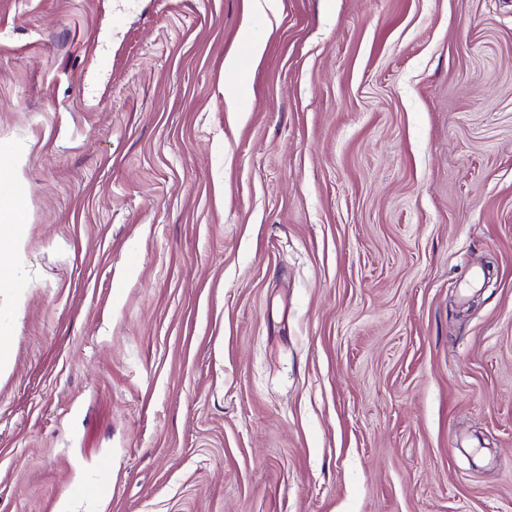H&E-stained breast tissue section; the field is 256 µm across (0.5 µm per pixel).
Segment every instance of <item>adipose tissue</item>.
<instances>
[{
    "label": "adipose tissue",
    "mask_w": 512,
    "mask_h": 512,
    "mask_svg": "<svg viewBox=\"0 0 512 512\" xmlns=\"http://www.w3.org/2000/svg\"><path fill=\"white\" fill-rule=\"evenodd\" d=\"M21 175L13 156L0 153V243H7L6 251H0V269H11L12 287H19L22 279L16 273L20 255L27 238V229L22 222L23 193Z\"/></svg>",
    "instance_id": "obj_1"
}]
</instances>
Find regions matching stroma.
Returning <instances> with one entry per match:
<instances>
[{
    "label": "stroma",
    "instance_id": "35a3bbf8",
    "mask_svg": "<svg viewBox=\"0 0 512 512\" xmlns=\"http://www.w3.org/2000/svg\"><path fill=\"white\" fill-rule=\"evenodd\" d=\"M0 149V512H512V0H0ZM21 175L13 156L0 153V245L8 244L2 252L0 247V269L8 268L13 272L12 288L23 285L22 278L17 274L20 255L27 238L25 224H21L23 212V193L20 186Z\"/></svg>",
    "mask_w": 512,
    "mask_h": 512
}]
</instances>
